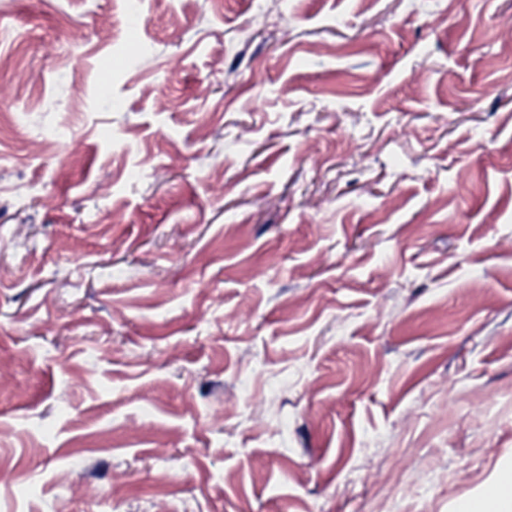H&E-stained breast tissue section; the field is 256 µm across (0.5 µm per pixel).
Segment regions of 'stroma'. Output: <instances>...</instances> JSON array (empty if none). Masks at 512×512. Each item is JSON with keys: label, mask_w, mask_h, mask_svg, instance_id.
I'll return each mask as SVG.
<instances>
[{"label": "stroma", "mask_w": 512, "mask_h": 512, "mask_svg": "<svg viewBox=\"0 0 512 512\" xmlns=\"http://www.w3.org/2000/svg\"><path fill=\"white\" fill-rule=\"evenodd\" d=\"M0 58V512L512 469V0H0Z\"/></svg>", "instance_id": "35a3bbf8"}]
</instances>
